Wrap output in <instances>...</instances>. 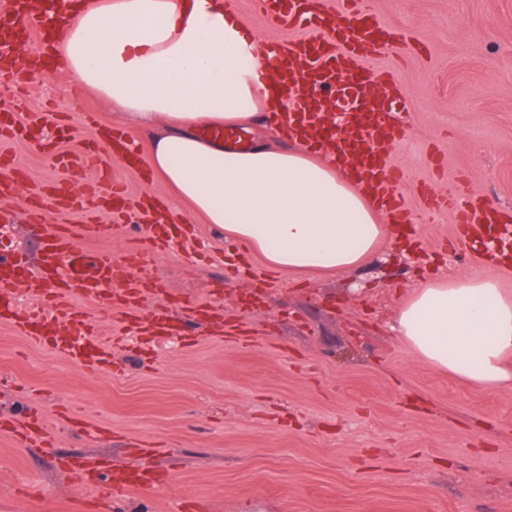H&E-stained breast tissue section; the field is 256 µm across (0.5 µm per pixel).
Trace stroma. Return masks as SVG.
Instances as JSON below:
<instances>
[{
	"instance_id": "stroma-1",
	"label": "stroma",
	"mask_w": 512,
	"mask_h": 512,
	"mask_svg": "<svg viewBox=\"0 0 512 512\" xmlns=\"http://www.w3.org/2000/svg\"><path fill=\"white\" fill-rule=\"evenodd\" d=\"M264 43L301 37L276 26L260 0H228ZM366 9L416 47L362 60L393 75L409 126L389 151L397 191L413 214L419 189L451 187L512 214V0H364ZM20 121L46 111L72 137L57 153L123 127L120 113L63 68L45 84L19 87ZM0 153L25 169L30 186L57 178L93 187L94 174L59 167L55 155L0 137ZM38 263L43 240L20 197H0V218ZM68 224H99L83 240L115 255L149 244L139 224L70 212ZM193 244L156 251L143 315L180 309L184 334L144 349L125 337L120 373H97L31 343L0 322V421L26 411L48 420L50 447L17 445L0 431V512H73L93 498L61 465L75 454L137 465L127 452L147 441L172 482L119 500L114 512H512V389L487 391L414 354L391 329L401 302L426 279L481 271L512 291V272L477 254L453 253L452 214L397 229L361 268L328 275L267 267L270 287L251 303L252 281L227 274L236 242L193 219Z\"/></svg>"
}]
</instances>
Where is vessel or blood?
<instances>
[{
  "mask_svg": "<svg viewBox=\"0 0 512 512\" xmlns=\"http://www.w3.org/2000/svg\"><path fill=\"white\" fill-rule=\"evenodd\" d=\"M322 2L288 0L283 8L277 0H264L263 9L272 21L308 32L305 38L268 46L273 58L282 62L274 92L289 94L290 102L288 111L270 112L266 118L288 139L325 153L337 166L351 170L391 223H407L403 201L395 190L402 175L385 162L386 152L405 137L406 123L398 110L402 96L394 87L386 94L370 96L374 79L356 65L357 60L401 42L402 36L359 8V0H338L333 12L322 9ZM0 19L8 23L7 28H0V89H11L21 72L35 80L50 76L48 16L32 12L28 0H0ZM48 127L62 138L70 133L69 127L59 124L53 115H43L29 124L18 121L12 108H0V131L28 142L37 151L55 147L44 136ZM107 146L126 167L143 162L141 152L121 130H113ZM58 163L96 171L106 185L102 196L107 211L114 216L123 213L126 192L103 164L97 143L87 144L75 155H59ZM18 193L27 209L40 215L55 203L73 209L81 205L79 190L64 180L51 181L35 191L29 189L24 171L1 154L0 196ZM421 196L428 211L455 212L461 242L493 239L496 249L490 263L512 265L511 219L453 192L435 194L425 189ZM145 214L158 245H169L184 235L183 225L175 223L161 206H152ZM92 231L89 225L79 230L69 225L54 226L46 234L41 261L34 269L23 251L0 253V301L22 290L43 302L39 308L0 311V317L19 326L32 343H52L63 356L93 372L103 367L105 350L94 339L78 305L107 292L113 307L120 309L125 319L139 322L146 261L133 256L115 257L108 252L88 255L77 239ZM66 468L83 486L108 489L116 497L134 490L150 491L172 480L171 472L166 470L141 467L116 472L107 462L79 457L70 458Z\"/></svg>",
  "mask_w": 512,
  "mask_h": 512,
  "instance_id": "vessel-or-blood-1",
  "label": "vessel or blood"
}]
</instances>
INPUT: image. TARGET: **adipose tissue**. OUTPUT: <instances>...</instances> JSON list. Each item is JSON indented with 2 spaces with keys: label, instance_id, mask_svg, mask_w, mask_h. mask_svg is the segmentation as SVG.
I'll list each match as a JSON object with an SVG mask.
<instances>
[{
  "label": "adipose tissue",
  "instance_id": "adipose-tissue-1",
  "mask_svg": "<svg viewBox=\"0 0 512 512\" xmlns=\"http://www.w3.org/2000/svg\"><path fill=\"white\" fill-rule=\"evenodd\" d=\"M70 22L59 64L152 132L149 174L203 223L283 271L342 272L372 260L389 227L336 166L302 149L226 148L204 136L248 123L278 73L218 0H57ZM393 331L419 357L489 391L512 388V296L480 274L420 284Z\"/></svg>",
  "mask_w": 512,
  "mask_h": 512
}]
</instances>
